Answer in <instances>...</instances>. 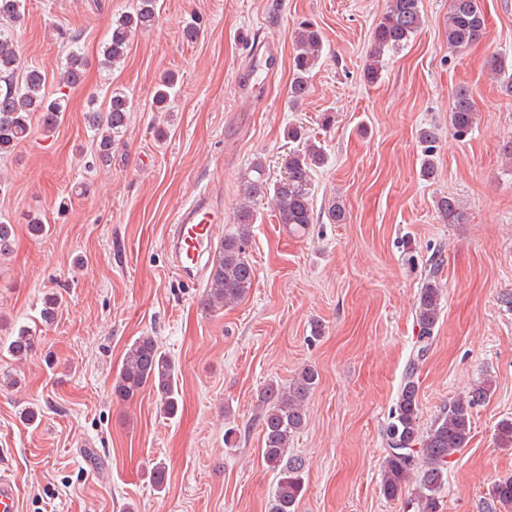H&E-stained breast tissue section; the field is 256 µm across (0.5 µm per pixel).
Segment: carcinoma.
Returning <instances> with one entry per match:
<instances>
[{"label": "carcinoma", "instance_id": "cac0c4a2", "mask_svg": "<svg viewBox=\"0 0 512 512\" xmlns=\"http://www.w3.org/2000/svg\"><path fill=\"white\" fill-rule=\"evenodd\" d=\"M156 0H138L133 12L112 22L110 36L104 46L102 65L112 67L126 55L130 36L138 29L151 26L155 20ZM25 10V0H0V20L14 21ZM423 23L421 0H389L386 11L374 29L375 55L367 65L365 78L374 83L382 71L381 52L404 46ZM485 16L479 0H450L448 11V46L462 51L484 33ZM322 38L306 25L297 36V53L293 57L294 77L288 97L295 103L308 91L309 73L321 56ZM85 58L78 38H69V52L59 82L69 89L82 82ZM18 53L11 34L0 29V155L7 154L31 132L32 115L41 113L44 128L54 129L68 110L66 93L54 98L44 92V78L37 70H29L16 78ZM176 86L168 77L157 87L153 105L158 112L166 110ZM130 112V101L122 91L112 92L104 112L86 113V123L94 132L99 156L110 160L112 145L123 137ZM477 108L469 90L461 87L455 93L450 110V126L454 134L464 138L476 124ZM288 138L303 142V149L292 153L285 165V174L270 180L265 162L260 157L249 161L242 184V200L236 213L235 230L224 235L216 251L206 281L204 306H226L247 296L254 285L256 270L247 256L251 228L257 220L256 206L263 200L274 205L279 219L288 231L305 234L313 223L310 194L312 173L322 167L324 148L307 139L302 127L290 126ZM423 176L435 173L438 134L432 125L418 130ZM440 217L459 224L464 212L454 196H443L437 202ZM13 225L0 220V258L12 253ZM442 288L437 269L429 270L421 283L415 303V320L419 328L413 354L404 376L385 430V452L380 491L390 500L398 498L409 481H415L423 512H433L438 496L448 482V464L455 454L467 447L472 438L475 410L490 397L489 380L473 384L468 392L447 406L426 428L418 424L417 371L432 345L440 319ZM35 346V333L20 326L7 344V351L22 361ZM319 374L307 366L286 386L269 384L259 404L262 432V458L275 473L276 489L268 512H297L305 490V462L291 453L290 444L305 426V402L316 386ZM150 386L160 396L161 410L168 416L178 411L177 370L174 362L161 350L152 336L137 338L127 349L112 394L121 402L133 401ZM495 441L500 448H512V420L497 424ZM491 512H512V476L494 481L488 489Z\"/></svg>", "mask_w": 512, "mask_h": 512}]
</instances>
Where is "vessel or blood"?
<instances>
[{
    "label": "vessel or blood",
    "mask_w": 512,
    "mask_h": 512,
    "mask_svg": "<svg viewBox=\"0 0 512 512\" xmlns=\"http://www.w3.org/2000/svg\"><path fill=\"white\" fill-rule=\"evenodd\" d=\"M279 66L280 54L275 43L267 42L251 50L247 75L238 84L241 95L252 97L257 87L278 71ZM223 221V197L210 187L199 190L179 208L167 241L177 275L190 276L199 270L206 250L213 247L217 228Z\"/></svg>",
    "instance_id": "b4317fda"
}]
</instances>
